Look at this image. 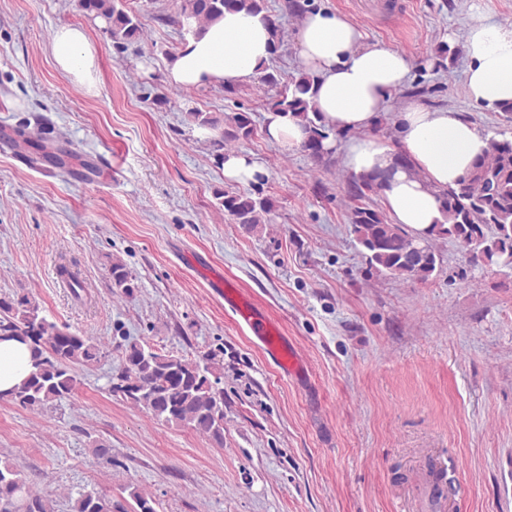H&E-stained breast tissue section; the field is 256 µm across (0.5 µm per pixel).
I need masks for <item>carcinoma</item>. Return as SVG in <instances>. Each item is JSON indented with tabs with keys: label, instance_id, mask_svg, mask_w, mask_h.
I'll return each mask as SVG.
<instances>
[{
	"label": "carcinoma",
	"instance_id": "cac0c4a2",
	"mask_svg": "<svg viewBox=\"0 0 512 512\" xmlns=\"http://www.w3.org/2000/svg\"><path fill=\"white\" fill-rule=\"evenodd\" d=\"M80 8L101 19L115 40L133 43L140 39L139 18L125 9L123 0H79ZM266 0H182L172 22L183 27L200 26L224 16V11L260 13ZM314 77L301 73L285 85L271 110L290 113L308 130L303 151L317 165L323 163V146L333 129L323 124L312 106ZM188 120L217 131L213 147L221 151L227 141L249 139L254 132L248 112L223 120L191 111ZM379 190L377 177L357 176L352 184L356 203L350 208V224L370 266L397 278L426 281L436 270L437 255L425 240L406 234L397 224L364 201L366 193ZM447 224L434 230L435 237H448L464 247L475 262L512 270V138L505 133L488 138L484 156L470 172L451 187L440 190ZM216 199L232 221L252 229L266 222L273 210L269 198L246 192H218ZM112 287L132 294L134 278L119 261L108 268ZM0 336H25L33 369L24 381L7 392L12 400L30 409L69 396L76 388L75 366L98 362L101 347L93 338L70 332L47 320L39 306L26 297H0ZM213 366L185 357L165 355L146 343L125 346L121 367L110 377L108 391L148 410L166 424L186 426L224 445V390L211 379ZM52 512L49 500L32 494L20 473L9 464L0 465V512ZM72 512H117L112 498L98 492L81 494Z\"/></svg>",
	"mask_w": 512,
	"mask_h": 512
}]
</instances>
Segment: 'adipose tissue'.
I'll return each mask as SVG.
<instances>
[{
	"label": "adipose tissue",
	"mask_w": 512,
	"mask_h": 512,
	"mask_svg": "<svg viewBox=\"0 0 512 512\" xmlns=\"http://www.w3.org/2000/svg\"><path fill=\"white\" fill-rule=\"evenodd\" d=\"M299 45L304 67L317 78L313 102L323 122L354 134L343 147L346 169L357 175H380V194L394 223L413 236L429 237L433 226L445 221L439 190L466 175L485 153L486 137L458 113L412 103L400 114V146L392 148L370 129L378 113L387 111L391 93L406 82L410 72L406 57L364 43L354 24L324 9L305 14ZM465 49L470 60L469 96L490 109L511 102L512 25L475 23ZM52 54L63 71L91 79L95 54L81 29L57 30ZM270 56L271 34L264 14L228 11L200 35L189 36L167 71L182 86L244 83L260 74ZM264 130L286 152L300 148L307 137L298 118L276 111L266 113ZM401 154L409 158V167L398 164ZM30 369L26 344L0 341V392L18 386Z\"/></svg>",
	"instance_id": "obj_1"
}]
</instances>
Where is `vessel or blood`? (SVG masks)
<instances>
[{
    "mask_svg": "<svg viewBox=\"0 0 512 512\" xmlns=\"http://www.w3.org/2000/svg\"><path fill=\"white\" fill-rule=\"evenodd\" d=\"M210 288L223 297L224 306L234 313L254 338L262 345L266 355L281 375L296 376L303 367L296 347L282 336L277 324L248 300L223 271L206 266L202 269Z\"/></svg>",
    "mask_w": 512,
    "mask_h": 512,
    "instance_id": "obj_1",
    "label": "vessel or blood"
}]
</instances>
